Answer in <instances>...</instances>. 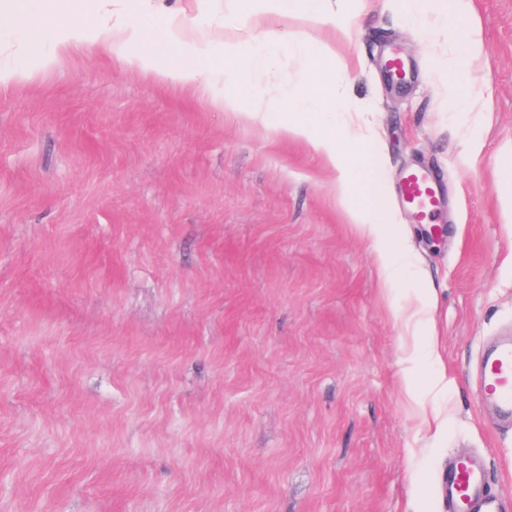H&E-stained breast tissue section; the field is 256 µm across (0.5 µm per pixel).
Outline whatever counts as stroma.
I'll list each match as a JSON object with an SVG mask.
<instances>
[{
	"label": "stroma",
	"instance_id": "obj_1",
	"mask_svg": "<svg viewBox=\"0 0 512 512\" xmlns=\"http://www.w3.org/2000/svg\"><path fill=\"white\" fill-rule=\"evenodd\" d=\"M129 2L239 18L238 0ZM70 17L67 0L10 17L33 42L31 79L0 90V512H446L439 475L462 454L511 496L512 426L472 375L512 335V0H473L484 112L455 111L446 33L398 0H371L348 39L299 7L268 20L271 94L303 81L288 42L342 70L386 271L337 172L281 134L291 112L227 111L95 48L43 69L48 22ZM412 167L440 183L439 239L397 196ZM434 336L440 365L406 361Z\"/></svg>",
	"mask_w": 512,
	"mask_h": 512
}]
</instances>
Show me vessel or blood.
<instances>
[{
	"label": "vessel or blood",
	"mask_w": 512,
	"mask_h": 512,
	"mask_svg": "<svg viewBox=\"0 0 512 512\" xmlns=\"http://www.w3.org/2000/svg\"><path fill=\"white\" fill-rule=\"evenodd\" d=\"M400 199L414 218L438 226L440 189L435 178L422 168L410 169L400 184ZM484 395L503 420L512 419V339L498 341L481 365ZM448 512H512V498L494 492L483 461L468 455L449 463L442 477Z\"/></svg>",
	"instance_id": "obj_1"
}]
</instances>
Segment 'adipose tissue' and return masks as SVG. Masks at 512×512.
<instances>
[{"label": "adipose tissue", "instance_id": "1", "mask_svg": "<svg viewBox=\"0 0 512 512\" xmlns=\"http://www.w3.org/2000/svg\"><path fill=\"white\" fill-rule=\"evenodd\" d=\"M289 6V0H248L242 22L227 35L217 27L198 25L177 13L164 15L157 22L132 23L124 18L122 7L114 6L112 0H101L99 11L83 8L77 22L50 26L52 44L43 66L51 68L60 56L94 46L112 53L122 65L152 75L158 82L211 91L214 104L235 110L242 100H263L266 87L245 82L238 94L225 96L219 94V85L232 79L236 69L254 64L271 38L264 18L285 12ZM405 8L410 16L426 17L433 26L448 32L447 92L456 111H485L484 95L474 91L469 81L471 62L482 51L475 26L462 22L472 11L471 0H407ZM302 56L306 89L282 93L274 97L273 103L287 105L294 115L287 135L313 137L318 152L338 173V181L350 199L353 223L375 242L380 264H389L392 255L386 244V226L375 215L364 169L354 159L360 145L352 143L347 152L338 145L349 126L347 109L336 100L341 79L319 52L306 49ZM330 101L335 104L338 124L325 129L318 125L317 115Z\"/></svg>", "mask_w": 512, "mask_h": 512}]
</instances>
